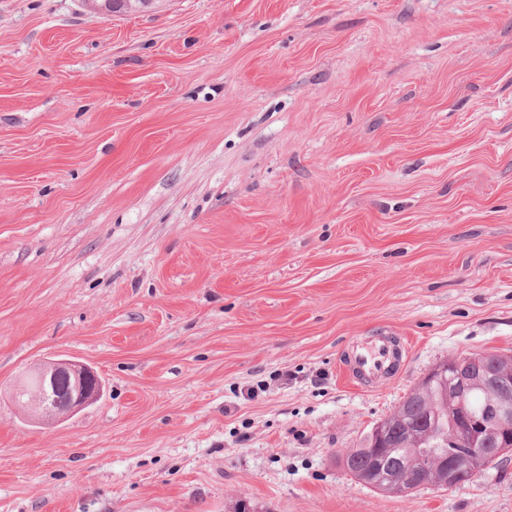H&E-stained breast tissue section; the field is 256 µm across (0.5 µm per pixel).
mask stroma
I'll use <instances>...</instances> for the list:
<instances>
[{
  "instance_id": "35a3bbf8",
  "label": "stroma",
  "mask_w": 512,
  "mask_h": 512,
  "mask_svg": "<svg viewBox=\"0 0 512 512\" xmlns=\"http://www.w3.org/2000/svg\"><path fill=\"white\" fill-rule=\"evenodd\" d=\"M396 340L389 379L346 366ZM512 353V0H0V512H512L343 467ZM50 359L100 401L10 395ZM257 397H247L251 387ZM113 1V2H112ZM117 1V0H116ZM81 0L82 4L88 8L89 10L102 14V15H112V12H120V8H115L113 11V4L119 3L122 7L126 8L128 11H139L143 9L144 4H140V1L146 0ZM113 3V4H112ZM109 6V8H106ZM35 379L36 385H28ZM65 379L66 393L57 391L58 382ZM24 398L15 399L23 403L33 416L63 419L85 407L96 403L103 395V384L89 367L69 360H56L37 364L21 381Z\"/></svg>"
}]
</instances>
